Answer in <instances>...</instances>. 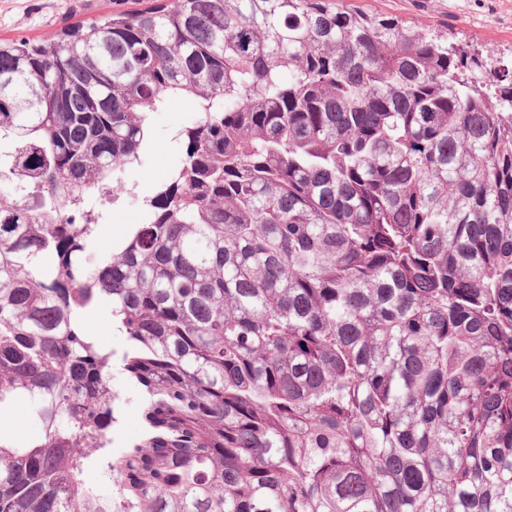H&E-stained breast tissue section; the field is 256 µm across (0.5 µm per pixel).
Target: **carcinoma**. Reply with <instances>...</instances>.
<instances>
[{"instance_id": "obj_1", "label": "carcinoma", "mask_w": 512, "mask_h": 512, "mask_svg": "<svg viewBox=\"0 0 512 512\" xmlns=\"http://www.w3.org/2000/svg\"><path fill=\"white\" fill-rule=\"evenodd\" d=\"M485 66L338 0L0 41V409L38 425L0 437V512H512V70ZM174 99L184 157L88 267L85 194ZM87 325L99 331L100 335L112 342V348L119 350L123 345V337L112 329V314L108 307L98 306L89 308L84 313ZM112 388L124 399L122 423L114 445L115 447H122L129 438L139 433L143 426L141 408L135 394L118 374L112 378ZM28 404L24 401L15 403L0 411V434L4 438L23 440L34 432V424L28 418Z\"/></svg>"}]
</instances>
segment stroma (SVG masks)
I'll return each instance as SVG.
<instances>
[{
  "label": "stroma",
  "instance_id": "1",
  "mask_svg": "<svg viewBox=\"0 0 512 512\" xmlns=\"http://www.w3.org/2000/svg\"><path fill=\"white\" fill-rule=\"evenodd\" d=\"M153 0H0V39H46L79 22L100 19L118 12L142 9ZM365 8L422 22L447 32L448 40L468 53L492 57L499 66L512 65V0H357ZM193 101L170 102L149 119L152 137L141 164L123 175L127 191L110 202L100 203L111 237L101 247L120 237L130 216L143 198L153 193L157 182L177 165L185 146L176 129L197 122Z\"/></svg>",
  "mask_w": 512,
  "mask_h": 512
}]
</instances>
